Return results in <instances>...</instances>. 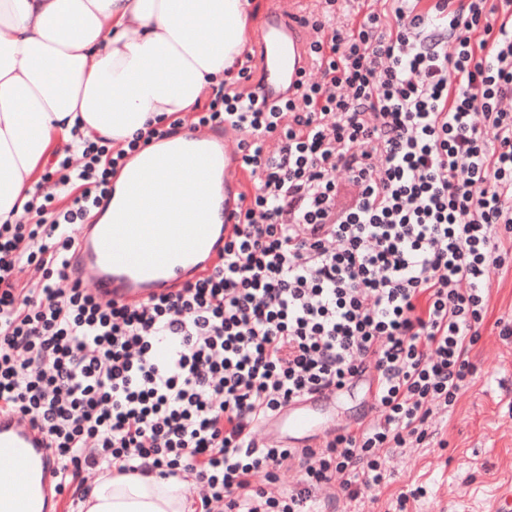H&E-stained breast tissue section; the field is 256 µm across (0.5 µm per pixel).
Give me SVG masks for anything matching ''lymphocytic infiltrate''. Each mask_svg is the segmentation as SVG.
Listing matches in <instances>:
<instances>
[{
	"label": "lymphocytic infiltrate",
	"instance_id": "obj_1",
	"mask_svg": "<svg viewBox=\"0 0 512 512\" xmlns=\"http://www.w3.org/2000/svg\"><path fill=\"white\" fill-rule=\"evenodd\" d=\"M324 2L306 21L319 80L262 109L243 62L195 118L241 132L254 181L206 277L129 305L68 273L112 177L178 119L83 142L31 221L0 224V413L43 430L63 487L155 472L193 480V512H316L331 481L351 498L381 485L387 450L429 441L473 376L491 275L512 265V0H384L353 29ZM24 266L37 281L18 283ZM370 375L374 422L258 445L289 402Z\"/></svg>",
	"mask_w": 512,
	"mask_h": 512
}]
</instances>
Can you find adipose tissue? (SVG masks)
<instances>
[{
    "instance_id": "ef3b65f1",
    "label": "adipose tissue",
    "mask_w": 512,
    "mask_h": 512,
    "mask_svg": "<svg viewBox=\"0 0 512 512\" xmlns=\"http://www.w3.org/2000/svg\"><path fill=\"white\" fill-rule=\"evenodd\" d=\"M249 0H0V223L35 206L51 151L192 111L247 44ZM189 484L104 475L78 512H187Z\"/></svg>"
}]
</instances>
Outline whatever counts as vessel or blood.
I'll return each instance as SVG.
<instances>
[{
	"mask_svg": "<svg viewBox=\"0 0 512 512\" xmlns=\"http://www.w3.org/2000/svg\"><path fill=\"white\" fill-rule=\"evenodd\" d=\"M253 61L255 84L266 102L296 94L309 66L298 19L269 8L256 25ZM182 146L205 162L208 177L204 189L192 192L184 219L148 204L136 211L130 232L115 224H84L68 272L92 284L102 299L135 304L167 295L208 275L219 262L224 239L245 206L242 192L233 186L241 154L229 150L218 127L183 134ZM335 401L331 393L289 404L262 424L265 440L283 445L290 432L321 430ZM1 453L24 460L23 479L31 490L25 512H51L58 461L43 431L17 416L0 414Z\"/></svg>",
	"mask_w": 512,
	"mask_h": 512,
	"instance_id": "obj_1",
	"label": "vessel or blood"
}]
</instances>
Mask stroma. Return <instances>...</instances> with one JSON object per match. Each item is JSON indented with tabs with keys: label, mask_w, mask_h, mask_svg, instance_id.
<instances>
[{
	"label": "stroma",
	"mask_w": 512,
	"mask_h": 512,
	"mask_svg": "<svg viewBox=\"0 0 512 512\" xmlns=\"http://www.w3.org/2000/svg\"><path fill=\"white\" fill-rule=\"evenodd\" d=\"M487 306L482 335L470 351L473 377L448 411L427 421L436 444L397 449L387 460L386 483L336 499L334 512H487L498 490L512 485V337L500 336L496 325L512 317V270L493 275ZM376 415L359 386L342 396L329 429L354 430ZM419 486L425 496L398 508L400 494Z\"/></svg>",
	"instance_id": "stroma-1"
}]
</instances>
